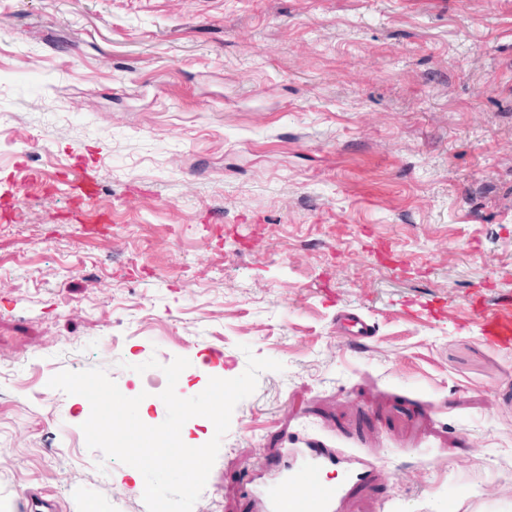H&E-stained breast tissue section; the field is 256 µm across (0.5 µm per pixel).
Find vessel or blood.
<instances>
[{
	"label": "vessel or blood",
	"mask_w": 512,
	"mask_h": 512,
	"mask_svg": "<svg viewBox=\"0 0 512 512\" xmlns=\"http://www.w3.org/2000/svg\"><path fill=\"white\" fill-rule=\"evenodd\" d=\"M472 310L492 341H512V330L502 324L501 307L476 303ZM338 328L355 341L369 338L372 333L368 321L355 313L340 315ZM329 471L340 472V479L325 480ZM364 474L365 464L361 460L342 461L327 451L309 450L295 466L283 470L275 481L263 487L260 497L264 512H337L338 503Z\"/></svg>",
	"instance_id": "obj_1"
}]
</instances>
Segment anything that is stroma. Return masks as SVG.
<instances>
[{
	"mask_svg": "<svg viewBox=\"0 0 512 512\" xmlns=\"http://www.w3.org/2000/svg\"><path fill=\"white\" fill-rule=\"evenodd\" d=\"M476 299L512 308V0H0V512H147L53 375L156 426L161 365L196 395L251 354L284 369L193 512H257L310 444L371 463L340 512H512V346ZM474 317L487 327L486 335L490 336L494 342L508 343L510 340L511 331L506 326H501L503 318L502 309L499 306L487 305L484 303L473 304L472 306ZM339 330L351 340H362L371 337L372 325L355 313H344L338 319Z\"/></svg>",
	"mask_w": 512,
	"mask_h": 512,
	"instance_id": "35a3bbf8",
	"label": "stroma"
}]
</instances>
